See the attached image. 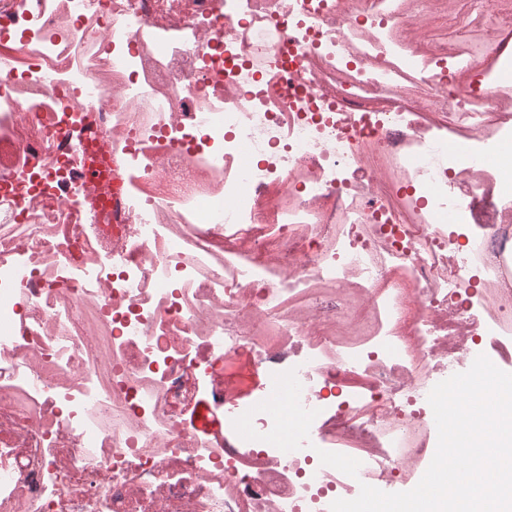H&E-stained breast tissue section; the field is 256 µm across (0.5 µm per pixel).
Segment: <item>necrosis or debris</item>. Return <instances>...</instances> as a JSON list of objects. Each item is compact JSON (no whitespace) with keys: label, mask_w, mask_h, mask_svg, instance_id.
Wrapping results in <instances>:
<instances>
[{"label":"necrosis or debris","mask_w":512,"mask_h":512,"mask_svg":"<svg viewBox=\"0 0 512 512\" xmlns=\"http://www.w3.org/2000/svg\"><path fill=\"white\" fill-rule=\"evenodd\" d=\"M419 2L0 0V512H330L512 369V0Z\"/></svg>","instance_id":"1"}]
</instances>
